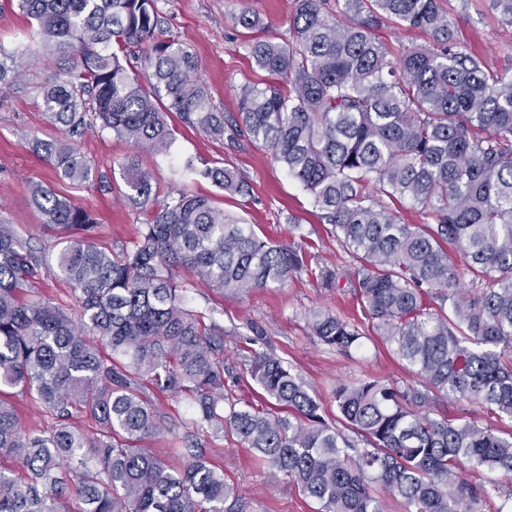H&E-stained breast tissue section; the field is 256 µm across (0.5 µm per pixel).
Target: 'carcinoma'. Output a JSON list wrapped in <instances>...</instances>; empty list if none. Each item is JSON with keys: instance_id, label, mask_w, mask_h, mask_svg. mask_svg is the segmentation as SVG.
<instances>
[{"instance_id": "carcinoma-1", "label": "carcinoma", "mask_w": 512, "mask_h": 512, "mask_svg": "<svg viewBox=\"0 0 512 512\" xmlns=\"http://www.w3.org/2000/svg\"><path fill=\"white\" fill-rule=\"evenodd\" d=\"M8 2L57 63L42 104L61 136L35 148L60 179L92 177L79 139L97 126L167 152L169 112L215 140L268 148L356 259L350 283L368 327L425 391L381 378L336 384L347 435L282 359L252 351L249 374L281 412L234 398L224 326L186 306L180 273L244 294L307 270L309 253L260 237L205 197H159L129 156L122 196L148 216L129 246L100 244L91 212L47 185L30 189L42 223L66 233L56 266L73 309L24 297L46 270L43 251L0 215V464H16L0 469V512H250L223 465L198 452L224 438L254 449L318 512H385V494L406 512H512L502 485L512 432L428 410L439 397L466 399L512 422V71L460 42L447 0H295L288 38L250 44L270 82L241 86L235 113L216 106L183 42L160 38L157 0ZM233 23L265 29L248 6ZM387 23L428 41L387 44L376 34ZM30 67L24 52L0 49L1 84ZM197 173L247 195L230 168L202 158ZM395 200L427 222L401 223ZM306 324L325 346L362 348L355 320L319 309ZM145 386L189 398L192 417L165 426ZM15 389L51 416L50 429L22 430ZM76 416L98 424L96 436ZM165 427L185 447L157 455L145 441ZM469 472L500 478L472 483Z\"/></svg>"}]
</instances>
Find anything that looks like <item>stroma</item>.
I'll use <instances>...</instances> for the list:
<instances>
[{"label": "stroma", "mask_w": 512, "mask_h": 512, "mask_svg": "<svg viewBox=\"0 0 512 512\" xmlns=\"http://www.w3.org/2000/svg\"><path fill=\"white\" fill-rule=\"evenodd\" d=\"M257 10L267 24V35L287 37L288 19L294 0H160L163 31L179 36L198 60L197 75L208 87L217 107L235 111L234 91L245 83L259 86L268 81L248 55L246 34L234 27L231 17L242 6ZM448 16L457 37L497 68H512V27L499 26L492 0H449ZM28 17L12 9L0 11V43L20 48L34 56L28 81L0 84V215L6 216L19 239L45 249L54 257L61 247L63 232L42 224L28 194V186L42 183L93 213L99 222L98 238L106 245L131 241L145 214L118 201L124 181L120 160L134 155L152 176L159 194L186 190L212 199L225 212L255 225L259 235L287 242L304 235L313 254L311 270L302 272L284 285L259 288L243 295H222L200 285L188 287V307L211 312L224 326V363L230 375L228 389L235 398L255 403L260 387L247 367L249 350L271 349L309 384L320 399L326 420L339 425L340 414L333 398L336 383L378 377L398 382L400 387H419V380L390 355L386 345L370 336L357 352L344 354L326 347L310 336L305 316L313 309L328 308L346 315H360L361 307L347 281L323 286L317 272L337 269L349 272L356 261L321 224L311 198L302 186L277 165L268 148L247 142L237 146L213 140L184 128L175 115L167 122L175 142L169 152L155 154L134 149L110 131L88 132L81 149L91 160L94 178L73 184L56 177L50 163L32 148L33 139L52 140L58 132L41 105L40 87L53 75L40 63L39 43ZM198 157L234 166L244 178L249 194L241 197L224 193L211 180L201 178L187 166ZM300 220L292 231L288 215ZM205 456L219 460L224 475L251 501L252 512H317L316 503L287 482L269 477L250 449L220 441L204 447Z\"/></svg>", "instance_id": "35a3bbf8"}]
</instances>
